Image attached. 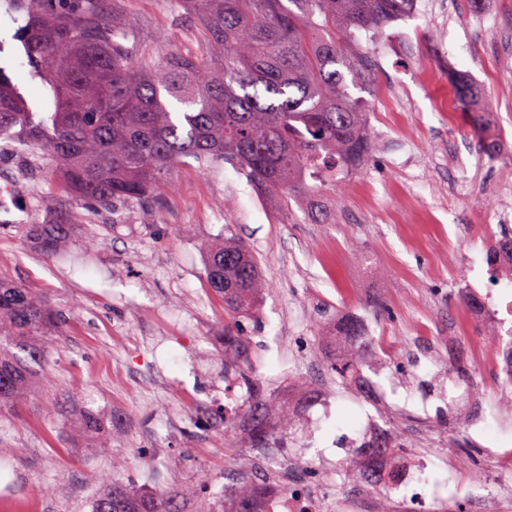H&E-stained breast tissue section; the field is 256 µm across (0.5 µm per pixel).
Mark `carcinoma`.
<instances>
[{"label":"carcinoma","instance_id":"carcinoma-1","mask_svg":"<svg viewBox=\"0 0 512 512\" xmlns=\"http://www.w3.org/2000/svg\"><path fill=\"white\" fill-rule=\"evenodd\" d=\"M29 19L28 56L46 73L55 110L28 111L0 79V139L20 130L26 142L59 163L60 188L87 211L139 201L161 192L186 157L238 164L250 183L278 207L315 205L368 153L367 113L350 88L375 82V67L355 31L378 36L404 15L411 0H177L195 18L214 58L210 67L175 48L140 68L131 17L109 18L106 0H18ZM79 213L29 224L26 233L46 254L57 252ZM206 278L232 317L253 313L264 292L258 262L232 236L207 249ZM58 320L29 288L0 280V411L32 391L52 348ZM252 353L235 324L224 329V380L247 388L249 411L267 408L251 376ZM341 383L360 363L331 364ZM103 430L92 411L78 434ZM261 485L238 478L208 512H262ZM195 494H134L102 489L92 512H173Z\"/></svg>","mask_w":512,"mask_h":512}]
</instances>
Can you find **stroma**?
<instances>
[{"label": "stroma", "mask_w": 512, "mask_h": 512, "mask_svg": "<svg viewBox=\"0 0 512 512\" xmlns=\"http://www.w3.org/2000/svg\"><path fill=\"white\" fill-rule=\"evenodd\" d=\"M108 8L134 17L143 55L175 46L209 60L199 26L173 0H110ZM24 24L14 0H0V77L30 111L50 112L48 85L17 38ZM398 30L413 49L390 50ZM357 40L399 104L362 92L371 149L323 198L326 223L306 204L285 211L265 201L233 162L189 158L148 201L83 213L53 256L19 228L0 230V278L38 292L64 320L28 399L0 412V512H90L109 483L155 493L200 477L207 494L188 509L207 512L226 473L256 462L246 391L224 381V303L205 275L207 246L223 233L249 246L272 285L260 310L240 320L268 394L266 425L287 446L271 460L323 492L322 512H345L356 494L346 462L369 417L402 441L427 438L424 475L447 480L459 512H473L462 496L471 475L453 469V458L485 470L481 496L512 485V472L487 468L493 455L512 451V387L489 366L471 365L482 396L477 428L449 417L440 397L461 393L441 346L459 336L461 288L485 286L484 254L506 230L499 207L512 202V0H415L384 35L361 31ZM452 72L478 91L473 108L480 95L492 98L483 124L500 138L495 156L476 161L478 132L448 81ZM0 172L18 181L26 223L50 221L58 171L47 153L17 136L0 140ZM447 240L454 251L444 255ZM351 312L387 351L335 348L331 328ZM422 340L438 347L408 367L406 347ZM353 352L363 374L379 366L396 380L387 402L330 371L332 360ZM312 381L310 398L325 405L313 410L311 442L292 446L276 412ZM426 388L437 396L425 405ZM90 407L104 433L73 436ZM323 458L332 472L319 467ZM47 486L53 494H44Z\"/></svg>", "instance_id": "stroma-1"}]
</instances>
